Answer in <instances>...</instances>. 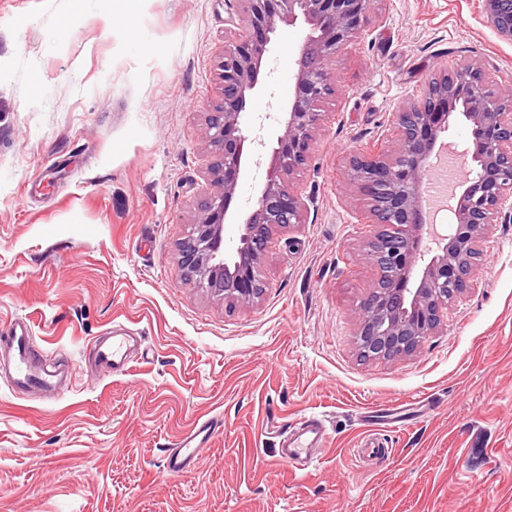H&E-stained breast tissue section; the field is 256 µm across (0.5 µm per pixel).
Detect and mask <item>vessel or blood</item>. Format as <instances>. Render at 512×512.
<instances>
[{"label":"vessel or blood","mask_w":512,"mask_h":512,"mask_svg":"<svg viewBox=\"0 0 512 512\" xmlns=\"http://www.w3.org/2000/svg\"><path fill=\"white\" fill-rule=\"evenodd\" d=\"M10 353L13 360L15 380L25 386L41 390H54L65 382L69 369L62 365L38 368L30 360L33 344V330L27 319H16L10 329ZM138 339L134 336H105L93 343L97 358L101 363L119 370L125 367L132 357ZM218 426L215 418L197 421L177 441L167 460V469L174 474L185 472L193 463L195 451L206 443ZM327 429L322 420L308 418L300 422L296 430L282 441V457L293 468L305 466L312 448L325 443Z\"/></svg>","instance_id":"obj_1"}]
</instances>
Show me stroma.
<instances>
[{
    "label": "stroma",
    "mask_w": 512,
    "mask_h": 512,
    "mask_svg": "<svg viewBox=\"0 0 512 512\" xmlns=\"http://www.w3.org/2000/svg\"><path fill=\"white\" fill-rule=\"evenodd\" d=\"M329 64L328 118L254 305L187 278L180 246L215 187L209 106L227 0H0V512H512V223L475 285L412 355L360 358L379 230L347 176L393 151L394 112L472 61L512 92V42L481 0H378ZM309 31L278 25L244 115L252 143L230 210L266 181ZM32 360L68 364L54 395L7 372L13 321ZM141 336L125 372L92 342ZM325 417L319 463L281 461ZM202 416L220 427L189 471L165 459Z\"/></svg>",
    "instance_id": "35a3bbf8"
}]
</instances>
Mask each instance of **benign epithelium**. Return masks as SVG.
<instances>
[{
    "instance_id": "7a95c632",
    "label": "benign epithelium",
    "mask_w": 512,
    "mask_h": 512,
    "mask_svg": "<svg viewBox=\"0 0 512 512\" xmlns=\"http://www.w3.org/2000/svg\"><path fill=\"white\" fill-rule=\"evenodd\" d=\"M241 31L224 40L219 62L222 84L220 117L210 123L209 138L218 149L212 167L217 187L208 198L194 230L181 245L185 275L224 296V303L252 304L269 282L261 262L273 234L304 223L305 202L294 183L312 159L316 133L326 121L324 103L334 94L328 63L348 43L360 39L376 14L377 0H236ZM483 22L512 42V12L502 0H482ZM303 16L311 25L301 46L309 65L299 66L297 91L288 107L284 132L277 139L272 164L256 208L240 225L236 253L254 251L247 266L224 262V223L243 170L247 137L241 123L247 98L258 84L260 66L277 23ZM462 107L472 126L465 153L476 163L473 177L453 208L448 234H437L441 253L422 269L418 286L409 283L428 247L423 232V176L440 154L439 137L449 117ZM397 150L389 155L359 157L350 165L349 181L368 208L379 204L390 222L367 244L377 276L361 305L356 333L361 358L392 363L414 353L437 331L448 305L473 287L491 227L512 221V97L489 89L481 67L464 63L431 78L421 97L393 114Z\"/></svg>"
}]
</instances>
